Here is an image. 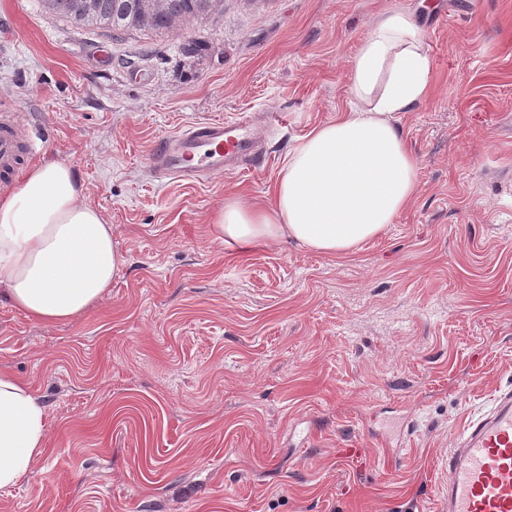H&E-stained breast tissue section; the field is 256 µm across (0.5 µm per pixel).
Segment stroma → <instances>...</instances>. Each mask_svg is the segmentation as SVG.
<instances>
[{
    "mask_svg": "<svg viewBox=\"0 0 512 512\" xmlns=\"http://www.w3.org/2000/svg\"><path fill=\"white\" fill-rule=\"evenodd\" d=\"M400 7L430 58L429 95L395 117L409 206L346 257L225 252V196L269 199ZM254 109L284 116L264 170L150 172L162 138ZM1 112L43 141L37 162L73 168L126 263L67 322L0 302V370L49 412V451L0 512H440L442 459L512 390V0H224L119 39L0 0Z\"/></svg>",
    "mask_w": 512,
    "mask_h": 512,
    "instance_id": "obj_1",
    "label": "stroma"
}]
</instances>
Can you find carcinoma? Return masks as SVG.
<instances>
[{"label": "carcinoma", "instance_id": "1", "mask_svg": "<svg viewBox=\"0 0 512 512\" xmlns=\"http://www.w3.org/2000/svg\"><path fill=\"white\" fill-rule=\"evenodd\" d=\"M140 0H43L45 12L77 25L95 27L117 37L169 33L189 19L201 18L222 6V0H160L149 15L136 10Z\"/></svg>", "mask_w": 512, "mask_h": 512}]
</instances>
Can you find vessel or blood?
Here are the masks:
<instances>
[{
    "label": "vessel or blood",
    "mask_w": 512,
    "mask_h": 512,
    "mask_svg": "<svg viewBox=\"0 0 512 512\" xmlns=\"http://www.w3.org/2000/svg\"><path fill=\"white\" fill-rule=\"evenodd\" d=\"M266 112H245L190 126L152 151L156 174L196 180L214 173L261 169L269 155L256 133ZM25 127L17 113L0 114V177L20 164ZM439 493L445 512H512V392L496 396L491 408L460 433L458 447L442 463Z\"/></svg>",
    "instance_id": "b4317fda"
}]
</instances>
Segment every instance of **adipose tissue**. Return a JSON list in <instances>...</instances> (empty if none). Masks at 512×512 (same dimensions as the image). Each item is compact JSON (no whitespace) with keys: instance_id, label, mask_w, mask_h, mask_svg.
I'll list each match as a JSON object with an SVG mask.
<instances>
[{"instance_id":"adipose-tissue-1","label":"adipose tissue","mask_w":512,"mask_h":512,"mask_svg":"<svg viewBox=\"0 0 512 512\" xmlns=\"http://www.w3.org/2000/svg\"><path fill=\"white\" fill-rule=\"evenodd\" d=\"M429 91L426 34L415 14L380 13L350 65L349 108L302 137L270 204L225 197L213 238L236 252L292 242L343 256L383 234L418 186V161L393 116ZM123 265L111 224L86 202L70 166H33L0 196V298L30 318L73 319L110 294ZM48 421L30 386L0 371V489L46 454Z\"/></svg>"}]
</instances>
